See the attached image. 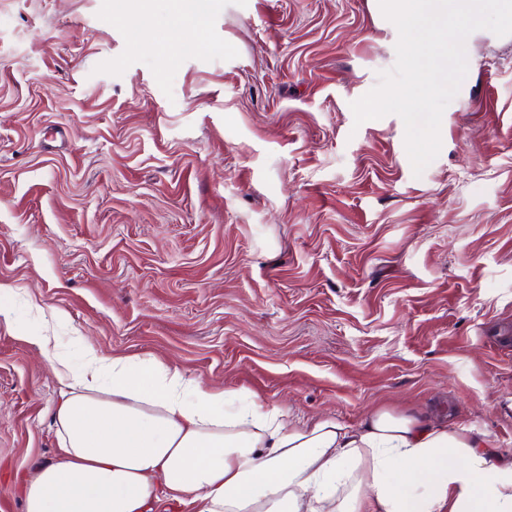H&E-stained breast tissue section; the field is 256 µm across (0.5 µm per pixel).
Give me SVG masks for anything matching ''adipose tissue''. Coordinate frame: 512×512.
Returning <instances> with one entry per match:
<instances>
[{"instance_id": "1", "label": "adipose tissue", "mask_w": 512, "mask_h": 512, "mask_svg": "<svg viewBox=\"0 0 512 512\" xmlns=\"http://www.w3.org/2000/svg\"><path fill=\"white\" fill-rule=\"evenodd\" d=\"M25 340L63 386L59 455L19 481L24 512H512V458L442 422L372 409L293 419L148 354L78 363Z\"/></svg>"}]
</instances>
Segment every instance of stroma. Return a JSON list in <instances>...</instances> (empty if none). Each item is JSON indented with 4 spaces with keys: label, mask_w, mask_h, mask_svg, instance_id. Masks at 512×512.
I'll return each instance as SVG.
<instances>
[{
    "label": "stroma",
    "mask_w": 512,
    "mask_h": 512,
    "mask_svg": "<svg viewBox=\"0 0 512 512\" xmlns=\"http://www.w3.org/2000/svg\"><path fill=\"white\" fill-rule=\"evenodd\" d=\"M0 0V512L59 444L19 328L302 419L382 406L512 456V40L475 37L414 175L373 0ZM168 46L166 56L154 47Z\"/></svg>",
    "instance_id": "stroma-1"
}]
</instances>
